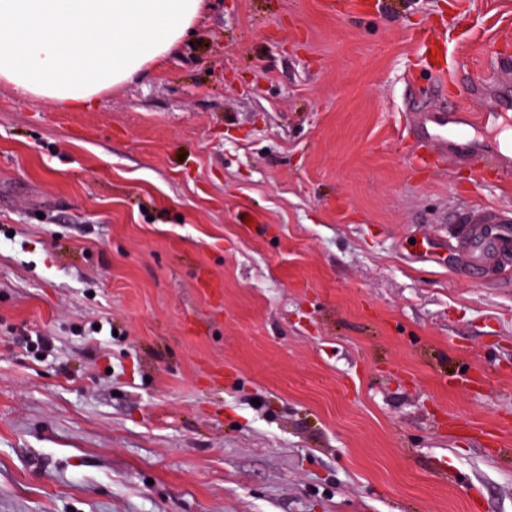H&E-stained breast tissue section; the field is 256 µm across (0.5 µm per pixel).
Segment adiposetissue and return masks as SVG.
I'll list each match as a JSON object with an SVG mask.
<instances>
[{"instance_id": "obj_1", "label": "adipose tissue", "mask_w": 512, "mask_h": 512, "mask_svg": "<svg viewBox=\"0 0 512 512\" xmlns=\"http://www.w3.org/2000/svg\"><path fill=\"white\" fill-rule=\"evenodd\" d=\"M204 0H0V84L81 112L192 34Z\"/></svg>"}]
</instances>
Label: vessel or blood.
I'll use <instances>...</instances> for the list:
<instances>
[{
  "mask_svg": "<svg viewBox=\"0 0 512 512\" xmlns=\"http://www.w3.org/2000/svg\"><path fill=\"white\" fill-rule=\"evenodd\" d=\"M494 113L481 110L464 113L440 108L414 112L407 128L415 142L425 144L427 154L416 156V163L450 160L457 165L475 166L487 161L512 174V158L501 150L477 141L475 131L487 127ZM462 230L453 243L466 271L481 278L493 274L504 260L512 258V210L492 205L457 211Z\"/></svg>",
  "mask_w": 512,
  "mask_h": 512,
  "instance_id": "b4317fda",
  "label": "vessel or blood"
}]
</instances>
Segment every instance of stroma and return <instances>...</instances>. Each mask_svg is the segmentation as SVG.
Returning a JSON list of instances; mask_svg holds the SVG:
<instances>
[{
  "label": "stroma",
  "instance_id": "stroma-1",
  "mask_svg": "<svg viewBox=\"0 0 512 512\" xmlns=\"http://www.w3.org/2000/svg\"><path fill=\"white\" fill-rule=\"evenodd\" d=\"M348 2L208 0L88 112L0 85V512H512V259L447 248L512 183L401 137L512 0Z\"/></svg>",
  "mask_w": 512,
  "mask_h": 512
}]
</instances>
